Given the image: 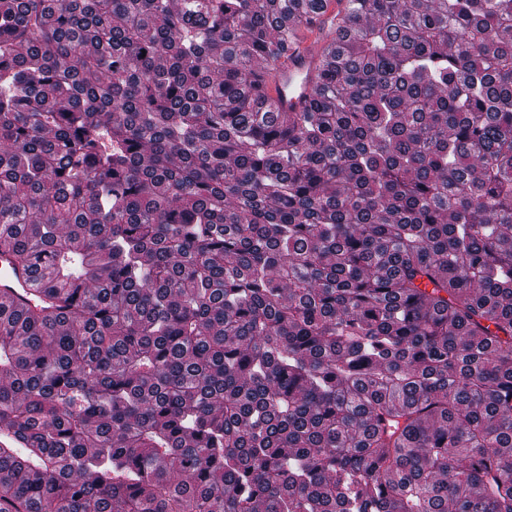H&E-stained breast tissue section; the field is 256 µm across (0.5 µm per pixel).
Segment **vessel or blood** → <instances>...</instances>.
Listing matches in <instances>:
<instances>
[{
    "mask_svg": "<svg viewBox=\"0 0 512 512\" xmlns=\"http://www.w3.org/2000/svg\"><path fill=\"white\" fill-rule=\"evenodd\" d=\"M326 38L327 30L323 27L303 31L300 47L262 72L258 84L260 93L281 111L302 110L308 101L310 86L302 82L301 76L312 71L316 60L314 48Z\"/></svg>",
    "mask_w": 512,
    "mask_h": 512,
    "instance_id": "1",
    "label": "vessel or blood"
}]
</instances>
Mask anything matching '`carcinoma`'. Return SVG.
Returning <instances> with one entry per match:
<instances>
[{
	"label": "carcinoma",
	"mask_w": 512,
	"mask_h": 512,
	"mask_svg": "<svg viewBox=\"0 0 512 512\" xmlns=\"http://www.w3.org/2000/svg\"><path fill=\"white\" fill-rule=\"evenodd\" d=\"M0 0V512H512V0ZM301 36L300 47L288 58L279 60L271 69L262 72L259 80V92L282 112L291 109L298 112L306 106L311 84H304L300 76L307 71L312 74L316 60L314 48L327 39V28L321 24V28L303 29Z\"/></svg>",
	"instance_id": "obj_1"
}]
</instances>
